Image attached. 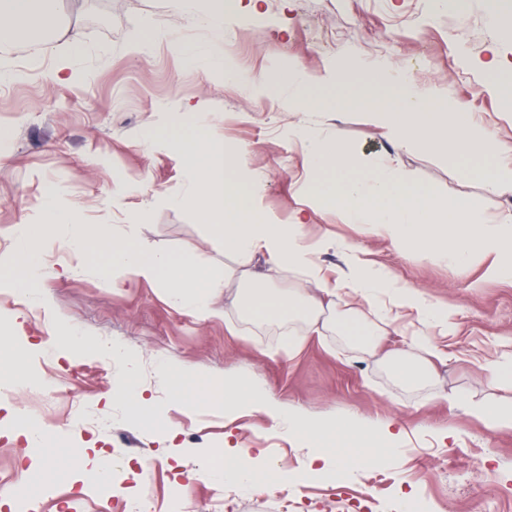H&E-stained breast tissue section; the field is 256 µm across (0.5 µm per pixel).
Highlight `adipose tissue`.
<instances>
[{
    "label": "adipose tissue",
    "mask_w": 512,
    "mask_h": 512,
    "mask_svg": "<svg viewBox=\"0 0 512 512\" xmlns=\"http://www.w3.org/2000/svg\"><path fill=\"white\" fill-rule=\"evenodd\" d=\"M43 22L42 0H0V49L7 48L17 32L35 30ZM382 93L339 94L333 98L309 93L313 79L296 64L284 67L282 83L288 86L289 103L295 109L311 112L333 110L359 115L367 124L383 130L400 148L412 144L411 134L418 129L449 124L457 140L462 141L467 155L495 158L496 164L486 176V188L494 195L512 192V145L498 142L481 125L466 103L456 100L447 90L419 89L413 78L400 68L382 69ZM198 134L182 145L184 164L191 175L192 194L204 206L207 217L224 240V253L235 259L236 265L215 276L207 256L200 252H149L113 244L103 267L104 280L122 288L131 282H166L171 289L169 301L178 310L201 320L219 317L212 297L221 290L224 280L239 279L246 285L231 297V305L248 318L265 317L283 323L302 322L308 331L319 332V319L324 306L337 309L336 331L347 343L361 352L374 353L384 329L368 320L360 304H370L384 296L400 310L416 316L418 321L447 335L451 315L447 308L427 299L416 289L394 280L381 267L363 259L350 258L338 267L335 278H327L318 261L325 243L309 237L303 217L290 224L272 223L256 208L242 184L230 175L240 154L226 150L222 139L214 136L207 122H199ZM313 167L317 170L342 171L349 167L350 158L341 143H331L311 134H302ZM68 229V244L83 247L90 234L80 224L75 212L48 208L40 228L19 225L16 243L25 259L21 283L32 287L42 268L37 262V231H52L59 226ZM278 267L299 272L298 283L285 292L276 293L267 287L263 273L253 269L258 257ZM67 345L87 350L124 366L126 389L123 400L138 408L143 393L136 381L137 358L121 346L100 342L78 333L66 336ZM406 351L394 358L392 365L401 378L409 382L425 380V373L415 369V361L443 359L444 352L429 337L410 336ZM223 392L221 408L233 412L250 407L265 413L273 422L293 436L304 437L316 447L343 441L354 447L365 462H375L382 454H396L395 436L386 428L366 427L358 418L311 419L272 401L265 387L256 381L218 380Z\"/></svg>",
    "instance_id": "1"
}]
</instances>
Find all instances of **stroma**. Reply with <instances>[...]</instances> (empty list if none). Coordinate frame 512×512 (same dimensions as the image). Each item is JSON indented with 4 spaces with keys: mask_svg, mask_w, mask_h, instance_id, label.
<instances>
[{
    "mask_svg": "<svg viewBox=\"0 0 512 512\" xmlns=\"http://www.w3.org/2000/svg\"><path fill=\"white\" fill-rule=\"evenodd\" d=\"M495 7L499 27L489 22ZM203 8L204 0L189 7L182 0H54L45 33L18 37L0 52V74L10 77L0 92V277L19 262L14 227L40 223L48 200L75 208L98 236L82 251L61 231L41 239L39 299L0 287V333L25 351L32 377L0 409V475L19 472L12 489L32 512H120L129 497L146 499L149 512H281L285 495L296 512H402L407 497L421 500L424 512H512V433H490L468 411L512 395L493 375L496 360L512 354V281L487 277L479 256L461 273L421 250L394 248L321 206V175L290 129L342 140L353 157L350 174L386 158L495 220L512 215V193H488L489 160L449 152L447 125L414 132L412 146L401 149L358 115L297 111L278 80L280 66L293 62L318 80L342 69L346 82L331 93L374 91L380 82L357 63L384 60L420 87L469 102L496 139L512 143V111L482 88L489 47L512 77V0H464L458 11L437 0H224L232 79L207 56H184L207 39ZM74 36L85 52L57 80ZM29 49L44 52L48 65L11 78L12 55ZM257 76L267 77L265 92L254 90ZM202 112L225 146L241 148L233 176L272 221L304 216L312 234L329 241L319 256L326 272L354 252L447 306L453 330L436 338L448 357L430 365L429 384H403L383 362L411 334L435 336L410 316L368 355L333 331L317 335L297 323L242 319L232 310L199 320L170 305L165 283L107 287L104 243L123 227L128 244L206 251L219 276L231 266L223 239L189 197L179 146ZM71 326L137 355L147 398L141 412L119 397V363L67 346L43 352ZM290 332L301 341L292 353L282 344ZM161 359L193 367L203 387L216 377L259 381L272 400L315 418L357 414L370 427L392 421L400 452L367 469L336 444L324 449L329 465L319 468L308 443L259 411L230 414L208 397L175 404L156 377ZM57 372L62 383L45 401L41 389ZM29 418L68 431V447L27 455L14 436ZM246 445L254 450L253 486L228 497L207 478L184 484L182 472L203 468L212 450ZM102 457L117 465L150 460L155 468L146 486L106 493L85 480Z\"/></svg>",
    "mask_w": 512,
    "mask_h": 512,
    "instance_id": "obj_1",
    "label": "stroma"
}]
</instances>
